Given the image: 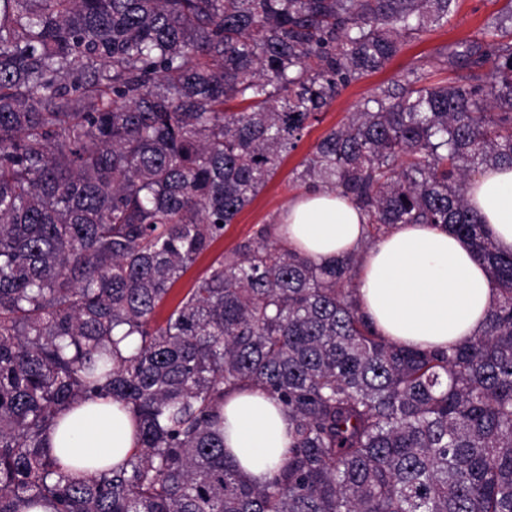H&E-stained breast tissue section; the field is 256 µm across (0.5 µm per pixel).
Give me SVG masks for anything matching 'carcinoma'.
<instances>
[{
    "label": "carcinoma",
    "mask_w": 512,
    "mask_h": 512,
    "mask_svg": "<svg viewBox=\"0 0 512 512\" xmlns=\"http://www.w3.org/2000/svg\"><path fill=\"white\" fill-rule=\"evenodd\" d=\"M455 2L0 0V512H512V253L466 199L512 166V0L451 60L469 74L411 68L296 171L359 206L371 242L468 239L501 294L483 334L391 343L360 313L357 256L317 263L270 224L155 319L340 88ZM250 387L291 425L263 486L224 449V397ZM99 396L137 448L77 479L44 441Z\"/></svg>",
    "instance_id": "cac0c4a2"
}]
</instances>
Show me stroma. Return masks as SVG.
I'll return each mask as SVG.
<instances>
[{
	"label": "stroma",
	"instance_id": "obj_1",
	"mask_svg": "<svg viewBox=\"0 0 512 512\" xmlns=\"http://www.w3.org/2000/svg\"><path fill=\"white\" fill-rule=\"evenodd\" d=\"M504 0H458L455 14L448 24L422 39H404L397 55L387 66L342 88L319 122L309 127L298 148L282 161L274 177L234 220L226 225L223 236L215 242L210 252L199 257L182 278L174 285L168 305L160 307L155 315L164 321L171 303L177 302L195 282L203 276L214 257L233 249L240 242L255 236L265 224L275 223L277 215L304 188L295 179V173L315 144L330 128L346 122L359 101L376 88L403 78L414 66L421 67L432 81H451L462 76L461 68L449 65L451 54L462 51L480 36L486 20L503 7Z\"/></svg>",
	"mask_w": 512,
	"mask_h": 512
}]
</instances>
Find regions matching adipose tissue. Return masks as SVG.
I'll use <instances>...</instances> for the list:
<instances>
[{"label":"adipose tissue","instance_id":"adipose-tissue-1","mask_svg":"<svg viewBox=\"0 0 512 512\" xmlns=\"http://www.w3.org/2000/svg\"><path fill=\"white\" fill-rule=\"evenodd\" d=\"M466 198L498 248L512 252V167L481 170ZM366 231L361 209L328 188L296 196L275 226L288 249L312 259L359 255V308L390 342L434 351L481 334L499 292L467 239L436 224H399L366 250ZM136 444L132 414L109 397L63 410L45 439L62 468L86 476L121 464ZM290 444L288 415L265 390L225 397L224 447L252 483L272 477Z\"/></svg>","mask_w":512,"mask_h":512}]
</instances>
